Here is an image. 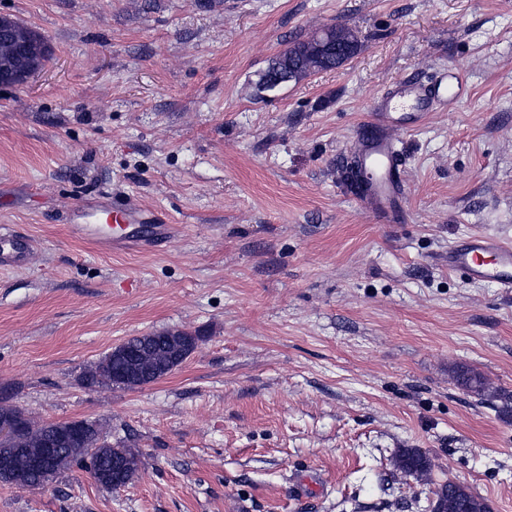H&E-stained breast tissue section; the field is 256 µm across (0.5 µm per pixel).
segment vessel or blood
Wrapping results in <instances>:
<instances>
[{"label": "vessel or blood", "instance_id": "1", "mask_svg": "<svg viewBox=\"0 0 512 512\" xmlns=\"http://www.w3.org/2000/svg\"><path fill=\"white\" fill-rule=\"evenodd\" d=\"M440 84L425 86L413 81L394 82L376 102L369 122L356 134L354 163L357 169H371L373 183L365 200L367 207L387 218L399 213L403 196L401 174L396 164V146L390 136L395 127L414 128L434 106L446 102ZM88 221L75 225L79 238L104 252H119L134 246L153 247L156 240L170 236L167 224H154L151 214L126 204L112 208L93 203L82 206ZM31 254L29 238L0 234V267L25 263ZM448 268L474 281L496 282L512 292V242L476 234L448 247Z\"/></svg>", "mask_w": 512, "mask_h": 512}]
</instances>
